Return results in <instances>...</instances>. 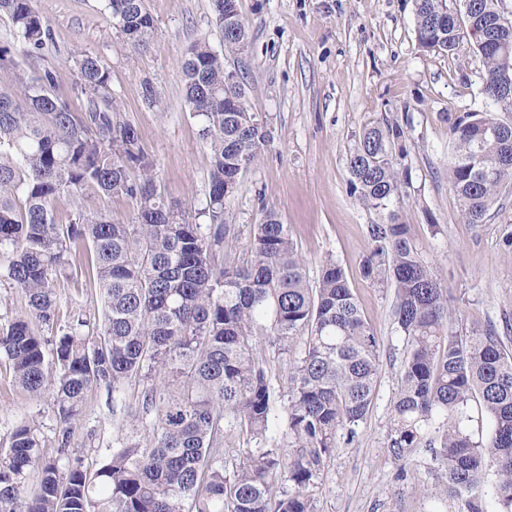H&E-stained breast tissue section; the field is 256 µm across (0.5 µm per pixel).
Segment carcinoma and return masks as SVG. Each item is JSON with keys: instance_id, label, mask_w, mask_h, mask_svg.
<instances>
[{"instance_id": "1", "label": "carcinoma", "mask_w": 512, "mask_h": 512, "mask_svg": "<svg viewBox=\"0 0 512 512\" xmlns=\"http://www.w3.org/2000/svg\"><path fill=\"white\" fill-rule=\"evenodd\" d=\"M35 0H0L29 56L50 40ZM224 51L206 42L189 50L181 95L209 148L205 224L185 220L160 189L137 128L107 88L110 72L90 54L72 57L81 111L55 91L49 69L22 68L0 49V70L14 87L0 90V270L21 291L26 313L0 324V356L14 382L34 397L50 393L62 421L55 457L41 448L33 420L15 425L0 447V512H316L312 487L324 461L370 411L381 343L362 315L344 269L329 259L310 285L288 225L270 211L254 225L249 257L228 249L235 225L224 202L270 140L246 105L243 84L224 79L227 56L248 42L239 0H212ZM416 41L426 52H452L455 33L477 25L481 92L512 112V28L496 26L499 0H414ZM109 17L130 48L148 47L155 30L145 0H108ZM403 129L365 128L347 167L351 196L384 213L368 226L372 249L365 279L394 288L393 317L407 354L392 406L387 448L399 462L427 445L445 471V493L484 512L483 481L496 476L497 512H512V353L493 327L453 332L451 293L428 265L394 204L408 170L396 150ZM448 183L464 223L479 227L502 188L512 185V121L471 112L449 129ZM93 192L136 204L131 224L106 208L88 212ZM67 205L65 218L59 206ZM89 252L103 299L100 320L74 317L49 341L35 325L59 321L56 282L73 277L72 249ZM291 354L287 384L275 388L260 355L265 340ZM142 388L126 416L142 421L145 440L127 442L95 471L66 448L92 387L121 394ZM282 402L283 445L268 443L271 411ZM246 447L227 448L231 435Z\"/></svg>"}]
</instances>
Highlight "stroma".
Here are the masks:
<instances>
[{
    "label": "stroma",
    "mask_w": 512,
    "mask_h": 512,
    "mask_svg": "<svg viewBox=\"0 0 512 512\" xmlns=\"http://www.w3.org/2000/svg\"><path fill=\"white\" fill-rule=\"evenodd\" d=\"M156 30L147 49L132 53L112 26L106 0H36L51 39L41 66L53 69L56 90L81 102L74 66L78 52L97 56L110 71L109 93L137 128L157 168L160 189L181 202L190 222L203 223L210 152L199 123L180 96L190 46L221 48L211 0H146ZM249 31L246 52L229 57L251 111L271 139L225 202L236 225L237 257L249 229L276 211L317 282L325 260L344 269L361 310L380 338L382 367L367 418L351 443L327 461L313 494L316 512H465L441 494L446 481L431 449L407 463L393 458L387 437L405 340L392 318L393 291L361 274L371 250L367 226L378 212L351 197L347 157L371 122L402 127L403 166L410 180L398 202L402 219L432 268L445 279L456 310L454 330L512 325V186L502 189L481 228L463 223L448 186V132L469 112L493 111L480 92L482 64L472 40L452 53L419 50L414 0H240ZM154 99H146V88ZM61 320L92 318L101 298L89 270L56 288ZM35 420L45 454L56 455L60 423L51 396L35 399L17 386L0 357V438L17 422ZM142 427L113 408L112 392H88L70 436L71 455L98 467Z\"/></svg>",
    "instance_id": "stroma-1"
}]
</instances>
